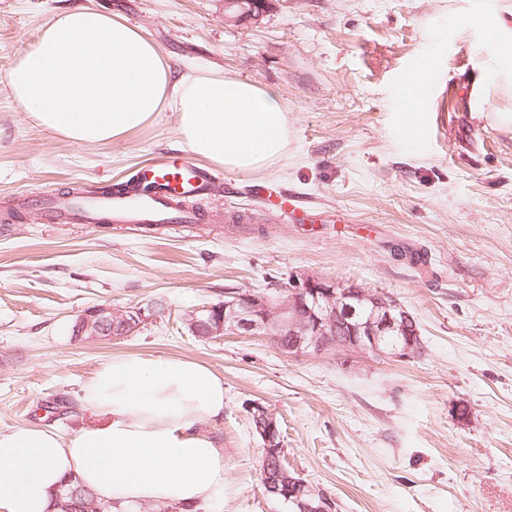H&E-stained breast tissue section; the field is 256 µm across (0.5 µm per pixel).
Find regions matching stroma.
Here are the masks:
<instances>
[{"instance_id": "1", "label": "stroma", "mask_w": 512, "mask_h": 512, "mask_svg": "<svg viewBox=\"0 0 512 512\" xmlns=\"http://www.w3.org/2000/svg\"><path fill=\"white\" fill-rule=\"evenodd\" d=\"M104 9L174 66L273 92L288 151L228 173L197 200L208 223L145 236L112 224H46L25 200L92 181L109 188L159 156L189 157L176 116L107 146L35 126L8 74L56 13ZM468 0H269L228 23L224 0H0V430L98 423L77 393L119 354L188 358L224 378V415L201 424L224 450L216 512H285L263 491L249 406L276 418L290 472L338 512H512V91L454 37ZM435 58L417 142L400 131L401 78ZM479 87L476 98L465 87ZM260 183L312 211L290 222L244 196ZM317 275L391 296L419 326L410 362L342 351L286 356L264 336L201 340L184 318L225 292H274ZM150 316L113 341L76 339L87 309ZM468 416H461V409Z\"/></svg>"}]
</instances>
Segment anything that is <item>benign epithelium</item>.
<instances>
[{
    "label": "benign epithelium",
    "instance_id": "benign-epithelium-1",
    "mask_svg": "<svg viewBox=\"0 0 512 512\" xmlns=\"http://www.w3.org/2000/svg\"><path fill=\"white\" fill-rule=\"evenodd\" d=\"M284 294L272 298L251 291L224 295V316L211 328V335H259L268 337L288 355L321 354L338 350L372 354L396 361H410L424 354V343L412 316L394 299L367 291L354 284H340L315 275L292 278L281 286ZM97 323H80L79 334L104 339L128 336L146 320L141 307L114 311L100 306L94 310ZM347 327L346 336L337 327ZM264 442L263 476L272 492H279L283 478L272 472L269 462L283 453L276 419L265 407H251ZM290 481V478L283 479ZM291 512H334V500L322 491L312 497L290 492Z\"/></svg>",
    "mask_w": 512,
    "mask_h": 512
}]
</instances>
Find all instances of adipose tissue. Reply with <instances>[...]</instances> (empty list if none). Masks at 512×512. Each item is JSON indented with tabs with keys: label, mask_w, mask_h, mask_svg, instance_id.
<instances>
[{
	"label": "adipose tissue",
	"mask_w": 512,
	"mask_h": 512,
	"mask_svg": "<svg viewBox=\"0 0 512 512\" xmlns=\"http://www.w3.org/2000/svg\"><path fill=\"white\" fill-rule=\"evenodd\" d=\"M479 33L477 64L512 86V9H478L457 35ZM494 53L483 57L485 45ZM14 100L45 131L107 145L176 114L180 142L229 171L252 172L288 150V113L255 84L202 70L177 73L159 48L110 13L55 14L16 60ZM102 424L63 436L49 428L0 431V512H53L77 476L112 512L155 502L224 501V453L198 429L224 415V380L190 359L117 356L80 388Z\"/></svg>",
	"instance_id": "ef3b65f1"
}]
</instances>
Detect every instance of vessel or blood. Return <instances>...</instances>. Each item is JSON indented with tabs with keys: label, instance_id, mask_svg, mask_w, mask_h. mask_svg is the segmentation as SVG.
<instances>
[{
	"label": "vessel or blood",
	"instance_id": "1",
	"mask_svg": "<svg viewBox=\"0 0 512 512\" xmlns=\"http://www.w3.org/2000/svg\"><path fill=\"white\" fill-rule=\"evenodd\" d=\"M146 194L112 192L88 186L81 197L43 195L36 204L48 224H133L154 231L172 224H198L203 214L190 210V199L220 191V174L181 158L155 159L139 172Z\"/></svg>",
	"mask_w": 512,
	"mask_h": 512
}]
</instances>
